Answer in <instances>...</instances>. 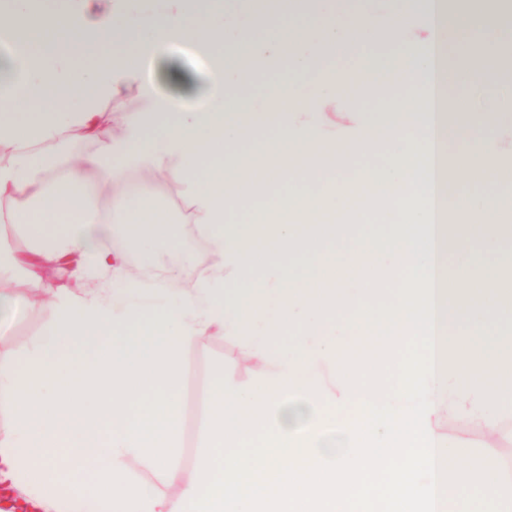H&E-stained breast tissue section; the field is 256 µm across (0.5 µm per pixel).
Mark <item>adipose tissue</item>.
Here are the masks:
<instances>
[{
	"label": "adipose tissue",
	"mask_w": 512,
	"mask_h": 512,
	"mask_svg": "<svg viewBox=\"0 0 512 512\" xmlns=\"http://www.w3.org/2000/svg\"><path fill=\"white\" fill-rule=\"evenodd\" d=\"M11 2L0 34L17 41L21 71L0 72V144L8 149L0 155V218L23 226L33 248L26 260L0 249V311L17 304L10 285L21 279L48 296L54 320L27 357L0 353V482L35 512H176L179 499L164 488L182 478L183 349L205 336L237 339L242 357L259 367L258 393L294 388L274 415L292 440L288 450L266 455L261 483L273 482L279 466L329 458L330 439L345 438L362 415L361 398L346 401L333 372L343 350L365 346V318L351 330L318 326L300 361H266L258 344L279 304L298 314L319 284L346 285L337 270L358 271L371 259L390 262L408 251L421 265L444 268L458 255L474 267L468 252L475 238L485 254L501 255L512 200L468 198L456 189L490 174L512 185L511 164L488 168L495 143L466 137L481 120L471 103L478 81L500 69L494 45L512 0H444L442 22L419 44L404 33L422 0H390L381 19L344 0L328 10L300 0L312 24L278 31L260 50L245 40L226 46L222 0H201L195 23L186 19L185 0H158L140 15L128 13L126 0H51L39 15L33 0ZM473 27L485 35L483 52L459 39ZM369 41L383 51L365 50ZM443 44L459 117L447 125L436 122L430 104ZM173 45L204 48L221 75L202 103L157 86L154 59ZM79 56L94 59V69L76 67ZM338 62L368 74L366 94L385 104L354 143L312 138L297 119L312 103L335 100L337 83L326 73ZM281 66L288 78L264 90L266 102L282 105L273 122L242 119L258 106L239 98V89ZM130 84L142 99L134 112L126 107ZM313 84L320 88L314 101ZM72 98L81 101L78 111L62 106ZM103 102L121 118L120 135L105 126ZM408 129L413 138H405ZM77 138L93 141L94 151L57 177L58 148ZM247 139L253 151L243 150ZM378 151L387 153L385 163L339 176L353 155ZM137 173L186 185L193 197L186 221L205 239V251L189 238L169 245L170 215L131 189ZM293 173L312 179L316 190L253 205ZM97 184L115 191L120 223L98 209ZM239 205L243 216L232 218ZM364 214L382 234L356 233ZM148 243L166 244L169 259L161 276L141 279L128 269L131 248ZM298 255L304 264H292ZM69 258L74 277H103L108 287L91 285L71 297L48 286L47 270ZM497 312L438 310L430 416L437 449L469 454L468 443L450 441L442 428L454 416L476 421L493 441L503 431L501 415L512 410V327L493 322ZM132 458L158 486L129 471Z\"/></svg>",
	"instance_id": "1"
}]
</instances>
